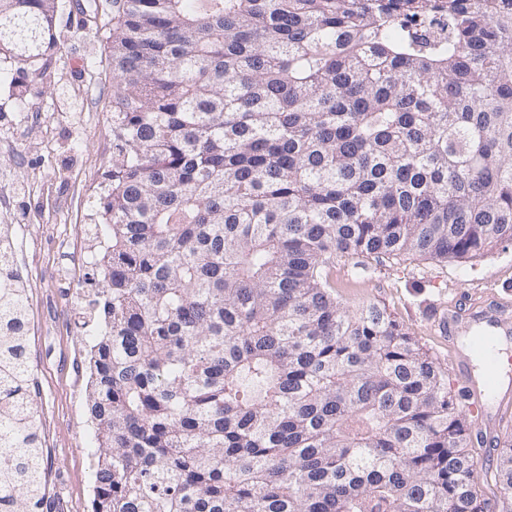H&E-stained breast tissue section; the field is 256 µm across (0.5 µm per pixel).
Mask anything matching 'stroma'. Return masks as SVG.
I'll return each instance as SVG.
<instances>
[{"instance_id":"obj_1","label":"stroma","mask_w":512,"mask_h":512,"mask_svg":"<svg viewBox=\"0 0 512 512\" xmlns=\"http://www.w3.org/2000/svg\"><path fill=\"white\" fill-rule=\"evenodd\" d=\"M56 27L62 51L22 70L0 61V224L28 227L23 253L49 472L41 512H91L84 360L100 330L84 331L70 310L94 299L98 283L89 279L88 263L69 266L58 242L68 238L71 251L83 253L82 225L100 221L112 162V8L108 0H62ZM330 280L348 306L386 307L447 370L449 347L463 342L458 335L444 340L434 310L493 285L512 293V244L462 262L338 257Z\"/></svg>"}]
</instances>
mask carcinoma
I'll return each instance as SVG.
<instances>
[{
	"mask_svg": "<svg viewBox=\"0 0 512 512\" xmlns=\"http://www.w3.org/2000/svg\"><path fill=\"white\" fill-rule=\"evenodd\" d=\"M112 7L92 512H487L448 373L386 308L338 302L327 266L512 243V0ZM59 9L0 0V52L60 50ZM495 479L512 512V442ZM46 489L38 415L0 416V509Z\"/></svg>",
	"mask_w": 512,
	"mask_h": 512,
	"instance_id": "obj_1",
	"label": "carcinoma"
}]
</instances>
